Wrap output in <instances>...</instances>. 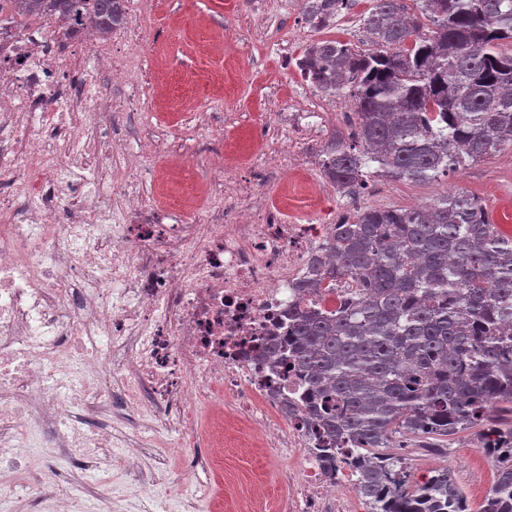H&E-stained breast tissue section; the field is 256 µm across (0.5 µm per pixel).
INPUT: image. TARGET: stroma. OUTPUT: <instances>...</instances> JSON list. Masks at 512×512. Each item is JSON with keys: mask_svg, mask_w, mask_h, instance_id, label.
I'll return each mask as SVG.
<instances>
[{"mask_svg": "<svg viewBox=\"0 0 512 512\" xmlns=\"http://www.w3.org/2000/svg\"><path fill=\"white\" fill-rule=\"evenodd\" d=\"M373 0H352L335 24L313 30L302 19L299 0H129L142 25L126 27L112 38V57L137 56V83L113 79L103 70L96 94L108 101L111 121L100 135L130 150L147 143V171L141 190L160 193L171 170H178L184 191L202 210L218 209L222 223L238 212L256 214L276 207L285 224H334L368 208H412L460 189L485 204L493 222L512 235V150L426 182L378 176L353 197L339 196L319 167L324 143L333 130L347 129L354 105L348 95L325 96L311 89L295 68L308 44L322 39L372 47L360 22ZM202 113L195 122L194 113ZM277 162H268V155ZM213 392L198 408L184 448L169 455L175 432L155 422L113 417L112 432L129 437L145 452L132 472L120 461L91 478L68 486L70 494L94 502L97 494H133L143 483L159 497L152 512H279L293 489L282 478L288 463L276 446L257 433L232 427L224 445L208 439ZM404 455L412 481L448 469L479 506L491 486L495 467L478 447L474 431L458 433L448 448L424 447L422 439L393 441ZM218 455L223 474L207 467L186 473L189 460Z\"/></svg>", "mask_w": 512, "mask_h": 512, "instance_id": "obj_1", "label": "stroma"}]
</instances>
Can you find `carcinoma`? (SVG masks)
<instances>
[{"label":"carcinoma","instance_id":"1","mask_svg":"<svg viewBox=\"0 0 512 512\" xmlns=\"http://www.w3.org/2000/svg\"><path fill=\"white\" fill-rule=\"evenodd\" d=\"M126 0H16L23 16L90 18L110 33ZM431 23L416 34L400 0H374L363 25L376 49L315 41L296 58L303 81L349 94L356 122L335 132L324 176L345 197L372 176H448L512 149V0H416ZM350 0H304L305 22L329 27ZM299 288L353 278L359 293L336 312L288 306V336L265 348L298 373L316 461L352 469L367 512H471L446 469L420 484L393 437L445 443L478 429L496 479L478 512H512V236L483 203L455 190L422 208H367L331 229Z\"/></svg>","mask_w":512,"mask_h":512}]
</instances>
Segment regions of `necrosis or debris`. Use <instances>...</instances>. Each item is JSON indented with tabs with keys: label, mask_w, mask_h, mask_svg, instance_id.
Instances as JSON below:
<instances>
[{
	"label": "necrosis or debris",
	"mask_w": 512,
	"mask_h": 512,
	"mask_svg": "<svg viewBox=\"0 0 512 512\" xmlns=\"http://www.w3.org/2000/svg\"><path fill=\"white\" fill-rule=\"evenodd\" d=\"M112 61L109 39L12 22L0 0V464L20 448L52 449L88 471L111 459L103 417L113 403L145 419L181 422L220 386L227 423L258 429V404L300 395L295 375L253 358L298 295L322 224L257 215L233 224L181 218L132 186L112 195V172L87 95ZM294 465L301 512H339L336 481L302 456L304 427L284 419L277 438ZM20 498L47 512H114L111 496L87 507L42 477Z\"/></svg>",
	"instance_id": "obj_1"
}]
</instances>
